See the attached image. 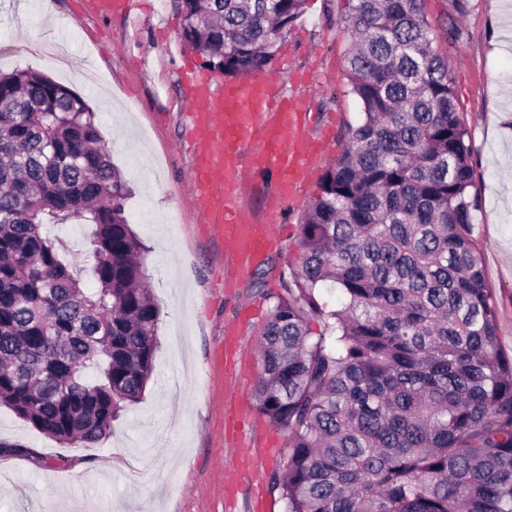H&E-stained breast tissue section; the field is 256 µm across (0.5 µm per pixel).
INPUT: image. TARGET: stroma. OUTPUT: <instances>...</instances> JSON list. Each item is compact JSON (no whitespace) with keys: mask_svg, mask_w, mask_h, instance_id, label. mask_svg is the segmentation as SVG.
Segmentation results:
<instances>
[{"mask_svg":"<svg viewBox=\"0 0 512 512\" xmlns=\"http://www.w3.org/2000/svg\"><path fill=\"white\" fill-rule=\"evenodd\" d=\"M345 0H307L278 44L275 87L304 99L331 141L319 171L347 145L359 106L344 88ZM447 59L474 156L473 236L512 349V0H424ZM457 29L456 42L448 32ZM170 0H129L106 15L92 0H0V71L36 70L78 93L131 193L160 309L159 346L141 398L97 447L62 444L0 407V512H283L268 477L286 451L256 409L257 342L299 255L298 226L319 180L283 204L276 243L237 275L191 198L183 78L201 70Z\"/></svg>","mask_w":512,"mask_h":512,"instance_id":"1","label":"stroma"}]
</instances>
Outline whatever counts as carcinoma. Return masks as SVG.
<instances>
[{"instance_id":"1","label":"carcinoma","mask_w":512,"mask_h":512,"mask_svg":"<svg viewBox=\"0 0 512 512\" xmlns=\"http://www.w3.org/2000/svg\"><path fill=\"white\" fill-rule=\"evenodd\" d=\"M305 2L171 0L185 47L229 78L268 66ZM423 2L346 0L361 117L258 342L257 408L286 440L268 479L284 512H512V355L472 236L469 132ZM127 196L80 95L0 72V406L66 445L103 440L152 374L159 309ZM66 224L93 228L81 266L56 234Z\"/></svg>"}]
</instances>
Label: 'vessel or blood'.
<instances>
[{
    "mask_svg": "<svg viewBox=\"0 0 512 512\" xmlns=\"http://www.w3.org/2000/svg\"><path fill=\"white\" fill-rule=\"evenodd\" d=\"M277 72L267 68L225 85L206 74L192 77L188 92L194 141L191 195L206 223L217 225L239 271L274 244L281 202L307 184L322 155L303 101L275 93ZM272 173L262 220L241 206L244 173Z\"/></svg>",
    "mask_w": 512,
    "mask_h": 512,
    "instance_id": "1",
    "label": "vessel or blood"
}]
</instances>
